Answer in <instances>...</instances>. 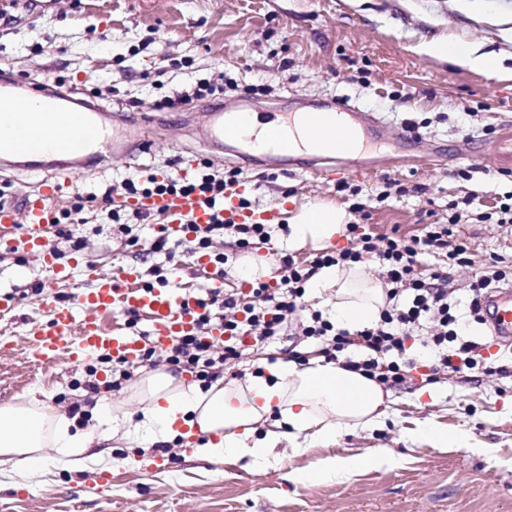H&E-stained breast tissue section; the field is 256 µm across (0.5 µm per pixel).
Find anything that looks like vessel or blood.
Here are the masks:
<instances>
[{"label":"vessel or blood","instance_id":"b4317fda","mask_svg":"<svg viewBox=\"0 0 512 512\" xmlns=\"http://www.w3.org/2000/svg\"><path fill=\"white\" fill-rule=\"evenodd\" d=\"M29 95L42 98L43 106L35 120L19 119L10 110L8 101L0 99V124L9 129L7 136L0 138V168L10 169L12 157L30 155L51 149L55 156L79 162L88 147H95L100 163H109L112 157L127 155L129 150L147 152L149 142L137 131L108 129V113L97 105H89L87 111L73 112L48 101L45 83L27 84ZM266 134L277 153L270 157L269 164L281 167L294 155L295 144L285 135V126L291 125L293 115L289 112H265ZM252 119L248 112H226L220 109L209 114L207 133L208 146L221 145L227 140H237L245 125ZM356 125L369 130L370 139L346 133L330 137L333 125L330 113L322 112L307 120L302 136L311 143H331L330 153L320 155L323 163L343 164L349 157L369 149L382 141V125L369 115L357 112L353 115ZM498 166L512 168V129L504 128L487 145ZM60 186L55 182H43L39 198L27 201L22 212L9 207H0V227L11 230V237L0 240L5 250L38 254L43 265L53 273L55 279L67 276V269L57 261L54 249L48 248L42 236L43 229L51 224L53 216L45 204L46 199L58 195ZM227 211L236 215L243 224H266L275 216L271 210L239 209L237 187H230L224 194ZM127 205L143 214L159 213L165 216L170 235L188 240L191 230L203 227L214 220L210 210L193 206L187 199L176 195L138 196L129 198ZM41 308L48 321L33 330L34 351L39 359L49 360L66 355L71 364H78L88 354L105 350L128 363H137L141 345L134 337L108 331L97 321L100 312H133L146 316L151 323V337L156 348H165L177 336L193 333L196 328L197 306L194 298L176 286L148 287L140 282L137 267L126 266L121 279L95 276L93 286L78 292L74 300L63 301L53 287H46L41 294ZM492 309L491 321L495 334L512 336V288L497 289L488 302Z\"/></svg>","mask_w":512,"mask_h":512}]
</instances>
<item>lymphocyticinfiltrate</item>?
I'll use <instances>...</instances> for the list:
<instances>
[{
  "mask_svg": "<svg viewBox=\"0 0 512 512\" xmlns=\"http://www.w3.org/2000/svg\"><path fill=\"white\" fill-rule=\"evenodd\" d=\"M239 175L238 170L225 174L206 173L194 181L177 176L154 181L152 194L178 193L191 198L193 204L211 210H218L224 199V192L233 186ZM474 202L473 196L461 201L449 202L446 222L428 224L424 236L397 238L384 236L378 239L358 233L356 225H349L353 240L349 247L316 256L310 266L297 265L288 256L277 259L279 281L277 285L266 282L253 284L250 293L252 302H242L236 294L211 292L208 298L198 300L197 330L195 334L179 336L165 351L144 345L140 364L152 366L167 363L171 367L194 374L201 384L211 383L220 369L239 360L245 350V338L260 342L279 340L289 315L295 313L305 294L304 285L314 271L325 266H345L372 258L378 264L380 276L385 285L386 306L379 320L372 326L356 333L336 329L320 313H312L302 328L308 338H329L325 350L327 359H337L340 352L349 347L363 351L362 359H346V368L362 372L381 384L396 385L404 381L403 364L390 363L386 371H379L378 358L389 351L404 353L405 341L411 328L421 320L432 319L438 326L421 345L427 351L436 353L435 367L447 366L449 358L442 355V347L453 342L458 327V318L448 302V276L446 267L464 264V256L470 252V242L454 241V228L461 220V206ZM194 249L210 248L214 236L227 235L233 238L237 250H249L254 241H269L270 227L266 224H237L229 220L216 219L214 223L194 229ZM442 256L445 269H438L430 277L419 276L415 261L422 252ZM224 315V336L217 339L208 331L216 313Z\"/></svg>",
  "mask_w": 512,
  "mask_h": 512,
  "instance_id": "1",
  "label": "lymphocytic infiltrate"
}]
</instances>
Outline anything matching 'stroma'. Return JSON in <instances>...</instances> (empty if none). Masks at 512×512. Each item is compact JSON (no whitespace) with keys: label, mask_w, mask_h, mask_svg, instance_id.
<instances>
[{"label":"stroma","mask_w":512,"mask_h":512,"mask_svg":"<svg viewBox=\"0 0 512 512\" xmlns=\"http://www.w3.org/2000/svg\"><path fill=\"white\" fill-rule=\"evenodd\" d=\"M434 39L481 46L507 77L430 55L423 45ZM1 69L105 107L114 126L149 125V153L116 158L104 170L94 157L55 171L34 162L0 182V197L19 205L54 175L62 186L50 203L55 212L71 207L76 194L110 193V203L86 204L84 223L69 227L97 275L132 264L151 284L149 270L158 267L168 284L196 298L209 294L218 268L196 266L189 242L150 252L162 216L143 221L123 205L126 180L160 169L191 179L206 166L240 170L242 198L276 212L270 253L284 252L290 213L317 203L349 209L351 197L336 191L341 180L376 200L369 218L349 216L375 238L422 235L447 218L449 201L472 194L474 208L457 231L473 249L467 263L447 269L448 300L464 336L482 344L487 365L512 363V349L469 309L474 275L494 257L512 265V224L486 219L512 191V178L486 152L497 128L512 125V11L500 0H0ZM203 79L223 82V93L163 108L174 90ZM290 97L299 111L331 101L340 111L369 113L394 134L412 122L414 138L341 173L308 171L304 156L280 170L257 154L203 148L205 112L238 111L246 99L257 111L279 112ZM395 183L405 194L392 192ZM123 224L130 233L120 232ZM46 277L35 257L0 248V297L16 304L0 316V345L11 348L0 354V406L36 400L65 413L83 403L90 381L105 403L120 400L122 391L109 386L112 366L98 356L77 365L36 361L30 329L45 316L34 288ZM304 304L280 341L249 350L225 380L319 355L301 329L310 312L327 306L310 297ZM388 392L379 427L342 431L325 448L286 442L260 463H213L191 447L129 448L115 439L109 454L80 470L52 464L32 477L1 466L0 512H512V375L435 373L419 354ZM427 424L464 436L465 446L433 447L419 435ZM349 458L359 466L338 480L322 478L327 465ZM101 473L112 476L108 488L96 481Z\"/></svg>","instance_id":"35a3bbf8"}]
</instances>
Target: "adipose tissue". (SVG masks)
I'll use <instances>...</instances> for the list:
<instances>
[{
  "label": "adipose tissue",
  "instance_id": "obj_1",
  "mask_svg": "<svg viewBox=\"0 0 512 512\" xmlns=\"http://www.w3.org/2000/svg\"><path fill=\"white\" fill-rule=\"evenodd\" d=\"M428 53L472 69L496 72L493 54L452 41L428 43ZM341 207L315 204L288 219V249L332 247L345 233ZM315 297L332 293L329 315L336 328L355 332L376 323L385 304L383 284L363 263L321 268L306 283ZM130 397L142 406V418L130 424L129 441L169 444L183 435H204L200 450L221 461L241 455L267 460L283 441L303 440L308 447L335 440L349 428L377 424L385 403L380 384L321 357L305 364L282 362L242 381L212 383L199 390L164 369L144 373ZM94 423L77 427L74 419L34 401L0 407V465L42 472L47 462L79 466L102 457L100 424L117 421L118 411L101 402L87 407Z\"/></svg>",
  "mask_w": 512,
  "mask_h": 512
}]
</instances>
